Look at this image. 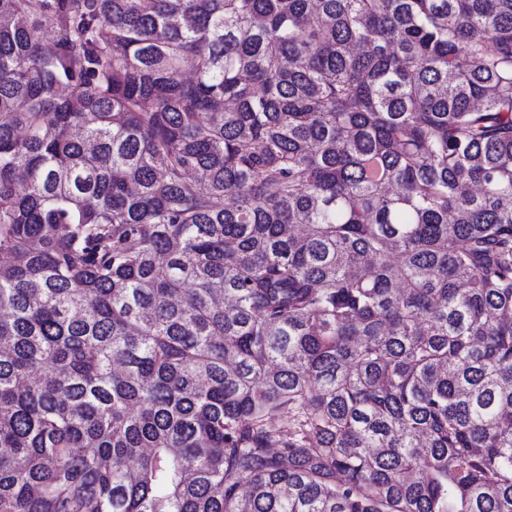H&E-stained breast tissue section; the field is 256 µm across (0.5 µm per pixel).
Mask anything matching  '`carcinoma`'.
<instances>
[{
  "label": "carcinoma",
  "instance_id": "obj_1",
  "mask_svg": "<svg viewBox=\"0 0 512 512\" xmlns=\"http://www.w3.org/2000/svg\"><path fill=\"white\" fill-rule=\"evenodd\" d=\"M0 253V512H512V0H0Z\"/></svg>",
  "mask_w": 512,
  "mask_h": 512
}]
</instances>
